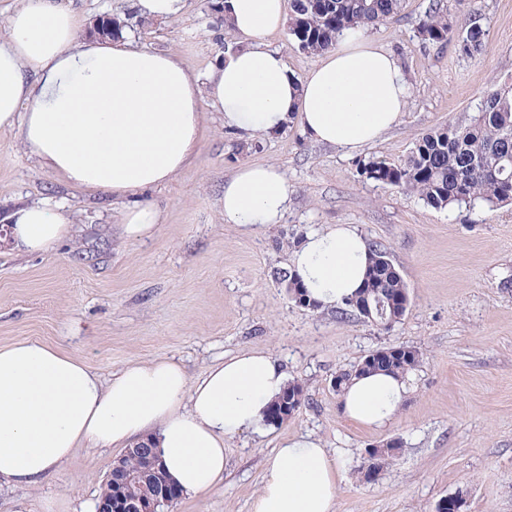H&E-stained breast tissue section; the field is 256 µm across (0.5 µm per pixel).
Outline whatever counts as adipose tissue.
<instances>
[{
    "label": "adipose tissue",
    "mask_w": 512,
    "mask_h": 512,
    "mask_svg": "<svg viewBox=\"0 0 512 512\" xmlns=\"http://www.w3.org/2000/svg\"><path fill=\"white\" fill-rule=\"evenodd\" d=\"M226 25L245 41L206 80L173 52L137 49L124 37L78 34L80 22L59 0H19L0 34V130L70 186L130 199L120 224L129 241L151 238L161 216L135 203L189 165L206 108L224 126L270 134L299 122L314 141L355 151L399 124L409 93L395 56L342 35L304 77H295L265 35L286 22L284 0H225ZM288 182L271 164H245L224 183V221L251 233L278 223ZM17 247L52 249L70 233L62 209L45 203L8 217ZM367 239L339 224L305 235L290 271L321 309L341 306L363 285ZM288 375L268 351L213 363L190 379L174 360L127 365L109 382L82 360L41 340L0 347V485L29 488L60 471L85 443L157 445L181 494L224 479L226 437L260 431ZM406 383L372 373L343 393L348 418L383 427L400 408ZM336 462L320 442L292 437L267 459L253 512H333Z\"/></svg>",
    "instance_id": "obj_1"
}]
</instances>
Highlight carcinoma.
Returning <instances> with one entry per match:
<instances>
[{"mask_svg":"<svg viewBox=\"0 0 512 512\" xmlns=\"http://www.w3.org/2000/svg\"><path fill=\"white\" fill-rule=\"evenodd\" d=\"M401 0H293L288 22L291 41L310 54L336 47L346 31L373 27L395 15ZM464 0H434L419 23V34L428 42L456 40L469 56L487 47V29L475 12L460 14ZM361 173L376 182L414 193L436 209L485 203L489 207L512 204V83L486 91L473 120L464 127L446 125L434 129L414 144L400 164L371 159ZM364 288L355 298H377L385 312L390 303L407 291L401 275L377 261L386 250L370 246ZM419 363V354H407L391 367L379 371L406 376Z\"/></svg>","mask_w":512,"mask_h":512,"instance_id":"obj_1","label":"carcinoma"}]
</instances>
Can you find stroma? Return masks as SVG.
Masks as SVG:
<instances>
[{"label": "stroma", "mask_w": 512, "mask_h": 512, "mask_svg": "<svg viewBox=\"0 0 512 512\" xmlns=\"http://www.w3.org/2000/svg\"><path fill=\"white\" fill-rule=\"evenodd\" d=\"M212 0L181 16L128 30L136 47L174 51L199 76L237 48ZM428 0H401L396 15L365 29L398 59L409 96L400 123L356 152L310 139L298 123L272 134L230 131L207 109L190 166L140 194L162 214L153 238L120 235L123 201L66 185L15 133L0 131V347L38 339L83 360L101 379L131 362L172 359L190 378L213 362L269 350L305 403L280 425L224 442V480L181 497L170 512H252L265 460L285 439L321 441L338 470L334 512H434L461 497L464 512H512V205L435 209L417 195L367 179L369 157L401 163L415 140L469 124L484 92L512 81V0H471L486 50L429 44L418 33ZM272 163L290 187L280 223L251 235L225 223L224 181L246 163ZM46 202L65 208L70 235L45 253L16 249L6 217ZM352 224L384 246L410 295L406 315L382 329L359 317L292 301L277 274L306 233ZM422 354L395 418L378 431L350 422L334 387L372 350ZM399 440L401 453L367 478L368 447ZM121 451L75 449L35 487H0V512H94Z\"/></svg>", "instance_id": "1"}]
</instances>
